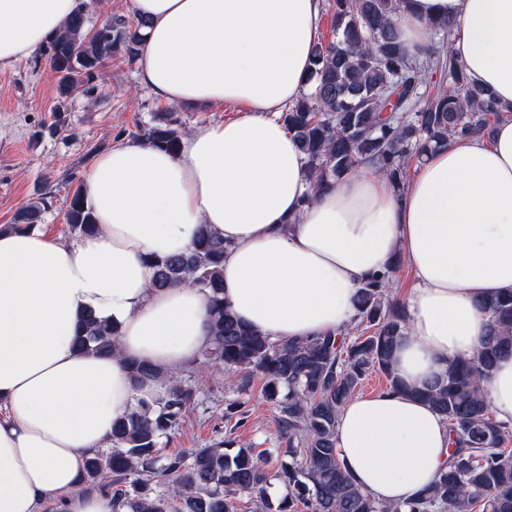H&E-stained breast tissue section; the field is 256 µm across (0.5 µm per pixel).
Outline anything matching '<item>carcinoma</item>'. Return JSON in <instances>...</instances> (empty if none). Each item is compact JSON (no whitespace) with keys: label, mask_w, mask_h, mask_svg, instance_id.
Returning a JSON list of instances; mask_svg holds the SVG:
<instances>
[{"label":"carcinoma","mask_w":512,"mask_h":512,"mask_svg":"<svg viewBox=\"0 0 512 512\" xmlns=\"http://www.w3.org/2000/svg\"><path fill=\"white\" fill-rule=\"evenodd\" d=\"M403 0H332L334 38L317 42L310 91L283 112L282 120L303 154L311 194L370 166L403 192L411 164L452 140L490 137L501 111L493 92L469 79L445 40L450 21L428 26L429 40L409 47L401 35ZM88 14L72 17L46 45L60 95L89 93L105 63L114 57L137 61L147 21L112 14L96 28ZM184 134L178 120L155 116L139 139L170 152ZM49 208L37 197L21 209L11 230H31ZM66 224L74 237L98 230L81 189L73 191ZM224 240L201 229L180 256L151 259L152 287L190 282L210 295L212 336L199 368L211 365L240 374L229 385L236 399L231 418L250 399L251 382L263 379L262 394L278 410L277 429L288 439L291 462L272 465L271 454L255 448L228 452L232 442L161 452L195 403L183 377H168L158 396L142 397L137 408L113 423L110 447L92 452L81 486L112 498L115 512H239L245 493L258 512H512V453L503 444L512 426L490 411L485 383L494 364L512 355V291L485 300L490 332L477 353L453 365L443 378L421 388L401 383L392 357L403 336V308L388 300L400 261L367 279L358 296L353 325L335 335L275 344L242 324L224 301ZM118 328L88 313L79 322L76 346L113 353ZM386 389L418 398L449 424L453 448L432 483L406 504L379 502L355 485L339 459L336 422L343 405L372 372ZM288 485V496L272 506L273 481Z\"/></svg>","instance_id":"carcinoma-1"}]
</instances>
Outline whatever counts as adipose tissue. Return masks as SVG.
<instances>
[{"label": "adipose tissue", "mask_w": 512, "mask_h": 512, "mask_svg": "<svg viewBox=\"0 0 512 512\" xmlns=\"http://www.w3.org/2000/svg\"><path fill=\"white\" fill-rule=\"evenodd\" d=\"M88 0H0V67L29 58ZM323 0H132L148 19L139 85L173 105H240L244 117L194 128L172 154L127 140L94 161L81 189L99 230L78 238L0 232V512H113L80 487L86 457L113 422L211 338L210 298L153 289L151 259L187 252L199 228L224 239V298L277 344L336 334L357 315L365 279L401 259L413 284L397 376L419 387L474 356L489 332L481 302L512 290V0H404L412 46L429 22H454L449 51L504 111L487 140L429 153L394 192L362 168L308 199L304 158L280 116L311 86ZM112 321L118 350L74 347L85 311ZM157 378L134 384L129 362ZM512 422V356L486 388ZM338 456L384 503L423 491L450 453L448 423L399 393L352 397Z\"/></svg>", "instance_id": "adipose-tissue-1"}]
</instances>
